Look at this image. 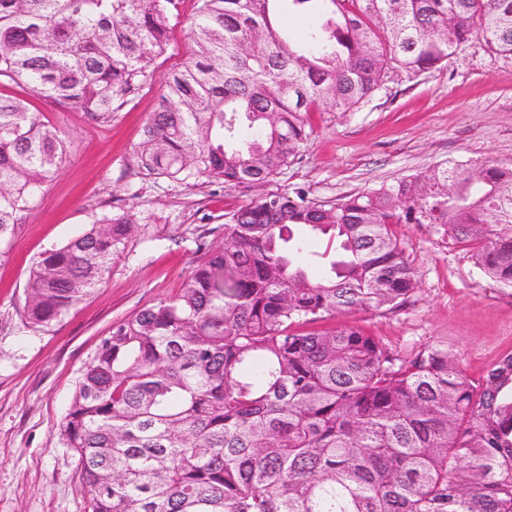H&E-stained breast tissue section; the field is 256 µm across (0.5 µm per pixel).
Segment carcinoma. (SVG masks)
<instances>
[{
  "label": "carcinoma",
  "instance_id": "cac0c4a2",
  "mask_svg": "<svg viewBox=\"0 0 512 512\" xmlns=\"http://www.w3.org/2000/svg\"><path fill=\"white\" fill-rule=\"evenodd\" d=\"M276 0H193L189 52L135 150L173 182L262 184L389 75L439 69L473 40L512 56V0H289L316 17L292 43ZM183 0H0V238L66 157L30 109L107 127L151 85ZM256 129L235 144L240 119ZM104 215L32 264L26 324L90 296L138 229ZM395 224H439L512 285V162L448 163L335 204L266 194L226 217L176 293L114 324L62 423L88 512H512V353L476 381L443 346L400 357L353 326L306 324L402 306L417 271ZM310 233L341 251L313 281Z\"/></svg>",
  "mask_w": 512,
  "mask_h": 512
}]
</instances>
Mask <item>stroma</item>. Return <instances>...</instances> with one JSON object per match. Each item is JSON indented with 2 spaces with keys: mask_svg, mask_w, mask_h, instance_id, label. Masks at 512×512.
I'll return each mask as SVG.
<instances>
[{
  "mask_svg": "<svg viewBox=\"0 0 512 512\" xmlns=\"http://www.w3.org/2000/svg\"><path fill=\"white\" fill-rule=\"evenodd\" d=\"M192 12L184 0L151 85L115 112L111 126L90 125L46 99L31 102L71 146L24 224L0 239V512H86L88 495L61 434L81 373L112 325L172 295L195 259L223 242L227 212L264 193L301 189L333 202L448 162L512 161V57L476 41L443 69L391 76L356 111L310 113L307 147L264 185L142 175L134 149L168 73L186 56ZM135 203L139 231L99 288L57 322L27 326L33 261L93 216L116 217ZM393 232L418 271L416 289L400 308L356 311L345 322L402 357L447 346L470 377L482 379L512 352V287L486 277L438 225L397 224Z\"/></svg>",
  "mask_w": 512,
  "mask_h": 512,
  "instance_id": "1",
  "label": "stroma"
}]
</instances>
